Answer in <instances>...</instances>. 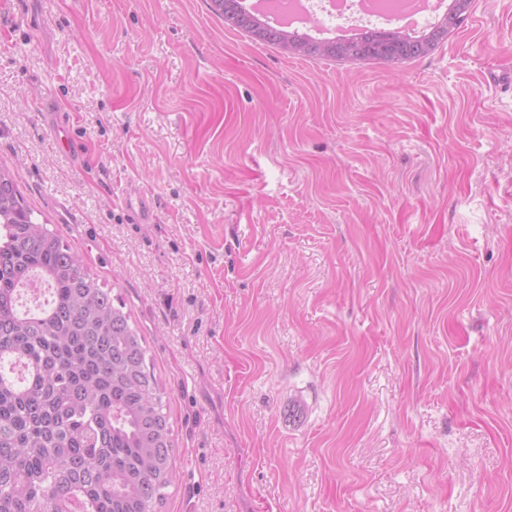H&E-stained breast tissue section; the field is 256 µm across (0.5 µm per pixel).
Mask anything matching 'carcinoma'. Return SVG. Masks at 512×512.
<instances>
[{
    "mask_svg": "<svg viewBox=\"0 0 512 512\" xmlns=\"http://www.w3.org/2000/svg\"><path fill=\"white\" fill-rule=\"evenodd\" d=\"M412 38L383 29L321 42L263 28V42L291 40L302 57L377 60L424 57L461 27L470 6ZM237 0H209L224 26L252 34ZM38 277L45 304L23 309L21 288ZM26 368L0 377V512H157L174 483V441L164 389L141 336L112 289L100 287L56 230L38 222L11 172L0 167V358Z\"/></svg>",
    "mask_w": 512,
    "mask_h": 512,
    "instance_id": "1",
    "label": "carcinoma"
}]
</instances>
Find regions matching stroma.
<instances>
[{
  "label": "stroma",
  "mask_w": 512,
  "mask_h": 512,
  "mask_svg": "<svg viewBox=\"0 0 512 512\" xmlns=\"http://www.w3.org/2000/svg\"><path fill=\"white\" fill-rule=\"evenodd\" d=\"M0 165L144 340L160 512H512V0L396 67L0 0ZM122 204L131 224H151L154 222V204L138 190L126 187L122 192Z\"/></svg>",
  "instance_id": "35a3bbf8"
}]
</instances>
